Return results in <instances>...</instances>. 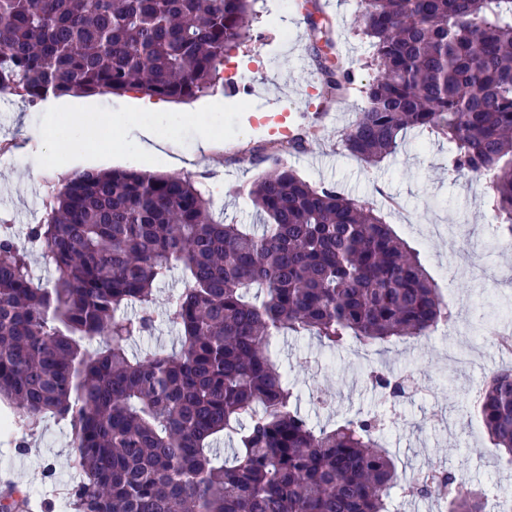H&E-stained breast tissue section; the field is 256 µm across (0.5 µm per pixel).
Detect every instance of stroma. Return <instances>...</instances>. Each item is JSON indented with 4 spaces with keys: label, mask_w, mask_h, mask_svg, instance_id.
<instances>
[{
    "label": "stroma",
    "mask_w": 512,
    "mask_h": 512,
    "mask_svg": "<svg viewBox=\"0 0 512 512\" xmlns=\"http://www.w3.org/2000/svg\"><path fill=\"white\" fill-rule=\"evenodd\" d=\"M308 12L328 20L334 60L354 77V87L323 118L321 80L304 37L303 13L282 0H258L257 34L225 60L223 84L208 98L168 102L165 117L145 112L163 137L175 138L179 165L165 157L150 162L121 161V168L186 176L212 201L213 213L228 224H251L252 184L266 171L264 155L279 159L316 186L334 185L365 201L419 251L453 310V319L430 336L367 347L352 342L330 351L312 336H286L278 342L283 368L296 382V406L315 427L375 416L383 421L382 439L398 468L443 469L456 473L464 489L501 488L512 492V463L488 441L476 416L475 400L491 372L512 365L488 324L512 335V252L498 246L495 221L481 206L484 185L471 176L448 173V143L425 131L409 133L397 151L367 165L350 156L340 134L355 121L364 101L359 92L372 76L370 48L360 34L356 0H309ZM134 94L66 95L57 102L94 116L129 111ZM227 107L216 114L224 145L212 156L195 158L193 113L209 101ZM46 102L0 96V220L17 237L45 216L49 193L68 176L56 169L52 144L65 145L71 125L46 124ZM301 133L318 126L315 139L299 152L280 151L277 127ZM479 249V267L471 269L459 250L462 241ZM387 375L414 373L422 393L385 399L368 378L370 369ZM26 442L17 453L16 442ZM75 449L68 426L43 418L32 431L0 433V477L26 493L32 512H73L69 489L78 474L69 465ZM55 465L54 484L42 471Z\"/></svg>",
    "instance_id": "obj_1"
}]
</instances>
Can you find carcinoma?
<instances>
[{
    "instance_id": "1",
    "label": "carcinoma",
    "mask_w": 512,
    "mask_h": 512,
    "mask_svg": "<svg viewBox=\"0 0 512 512\" xmlns=\"http://www.w3.org/2000/svg\"><path fill=\"white\" fill-rule=\"evenodd\" d=\"M255 2L0 0V95L198 99L252 38ZM305 21L324 98L337 100L353 76L324 65L325 28ZM361 34L374 75L344 151L372 164L412 130L447 140L448 171L485 180L497 241L511 248L512 0H370ZM250 201L258 224H225L189 179L80 172L28 227L56 272L41 286L29 253L0 237V402L23 430L47 415L71 426L75 512H394L402 476L377 420L312 427L292 408L276 341L427 337L452 310L419 252L368 204L279 162ZM176 265L185 288L162 315L178 347L134 354ZM132 306L138 317L120 316ZM479 416L512 463L511 368L490 375ZM222 433L229 460L213 447ZM456 486L433 470L406 492L486 512L485 493ZM23 506L20 490L0 491V512Z\"/></svg>"
}]
</instances>
